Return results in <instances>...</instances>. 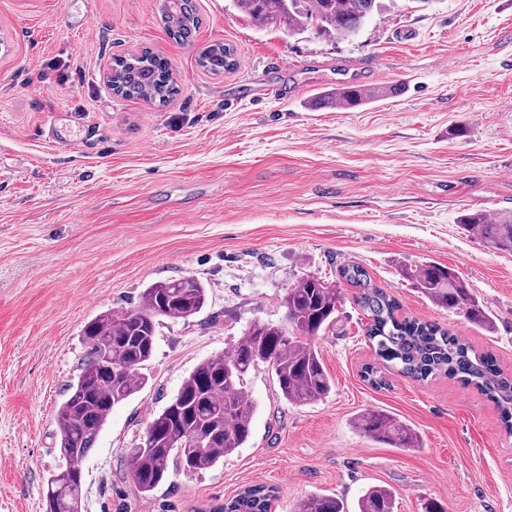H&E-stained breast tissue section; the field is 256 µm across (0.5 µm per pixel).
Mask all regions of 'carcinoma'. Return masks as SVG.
<instances>
[{
	"instance_id": "cac0c4a2",
	"label": "carcinoma",
	"mask_w": 512,
	"mask_h": 512,
	"mask_svg": "<svg viewBox=\"0 0 512 512\" xmlns=\"http://www.w3.org/2000/svg\"><path fill=\"white\" fill-rule=\"evenodd\" d=\"M235 7L259 21L275 25L290 35L309 30L325 39H347L380 10V0H233ZM162 22L175 41L189 44L200 24L193 0H169ZM197 63L220 74L235 66L233 49L217 42L202 49ZM114 94L164 105L180 87L169 63L145 48L138 54L113 60ZM385 90L361 91L342 86L319 96L318 103L345 102L355 108L386 96ZM466 230L497 250L512 252V216L489 219L481 212L461 219ZM404 275L436 306L463 316L487 329L493 321L482 301L454 272L434 262ZM339 276L356 288L354 302L366 313L368 341L385 367L418 381L433 375L476 388L492 400L503 427L512 434V377L505 375L491 353H478L450 330L437 323L399 315L394 297L371 283L358 264H346ZM341 291L336 284L306 276L288 289L284 299L286 320L281 324L254 321L230 356H212L201 362L183 381L177 394L152 419L157 435L151 446L140 442L128 450V465L137 494L149 497L169 476L182 470L198 473L215 466L242 447L252 434L255 412L245 386L249 373L261 364L271 366L279 393L290 403L307 405L327 397L332 378L311 340L336 323ZM205 285L194 276L155 282L144 288L141 303L121 314L103 311L81 330L84 349L79 373L56 414V437L62 464L49 474L45 493L51 512H82V484L73 474L75 462L93 447L98 433L117 405L147 384L143 373L151 361L160 319L186 320L205 306ZM125 371L112 377L109 366ZM355 429L365 437L392 448H418L420 436L405 421L383 409H369L354 418ZM219 438L193 446L199 435ZM181 440L184 446L174 447ZM275 491L253 485L216 506L213 512H272ZM359 512H394L393 492L371 486L358 503ZM294 512H345L335 497L310 495Z\"/></svg>"
}]
</instances>
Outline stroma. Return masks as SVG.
I'll return each mask as SVG.
<instances>
[{
	"mask_svg": "<svg viewBox=\"0 0 512 512\" xmlns=\"http://www.w3.org/2000/svg\"><path fill=\"white\" fill-rule=\"evenodd\" d=\"M159 0H0V512H45L60 463L55 417L83 355L81 329L134 308L150 283L195 276L207 304L162 320L145 388L116 406L81 462L82 512H211L251 485L276 512L312 494L357 512L380 485L397 512H512V435L495 405L442 375L415 381L376 364L366 316L343 285L340 321L314 340L334 387L286 402L267 365L246 389L252 434L216 466L134 491L127 450L195 367L231 354L256 320L284 322L305 276L348 263L512 373V254L461 215L512 212V0H382L349 39L290 36L195 0L194 43L170 39ZM232 70L197 64L214 42ZM150 49L180 86L168 104L116 96L114 58ZM405 92L353 109H312L347 78ZM454 268L484 302L485 330L436 307L403 274ZM381 408L417 448L374 442L354 417Z\"/></svg>",
	"mask_w": 512,
	"mask_h": 512,
	"instance_id": "stroma-1",
	"label": "stroma"
}]
</instances>
